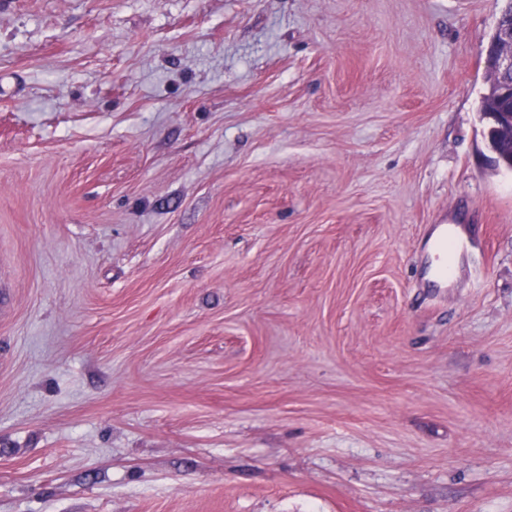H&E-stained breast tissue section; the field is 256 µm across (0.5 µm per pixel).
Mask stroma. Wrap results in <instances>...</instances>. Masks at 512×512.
Returning <instances> with one entry per match:
<instances>
[{
	"label": "stroma",
	"instance_id": "1",
	"mask_svg": "<svg viewBox=\"0 0 512 512\" xmlns=\"http://www.w3.org/2000/svg\"><path fill=\"white\" fill-rule=\"evenodd\" d=\"M503 5L0 0V512H512ZM499 24V38L504 47L497 51L494 55L488 54L490 43L486 49L487 63L490 64L492 70L502 77L495 75L489 71L487 77L488 89L485 94L481 97L480 101V112L485 116L486 112H496L497 118L500 121V136L501 144L500 148L511 151L512 154V83L509 89V94L504 96V92H498L500 96V111L497 112L495 93L498 86L503 84L508 86L509 82L512 81V11L511 14H501L498 20ZM510 75V76H508ZM508 76V77H505ZM495 83V84H494ZM491 85V87L489 86ZM489 91V93H488ZM462 240L459 227L456 224H440L432 235V249L436 256L437 265L434 269L435 278L442 284L448 281V268L443 266V259L448 252V248L454 246L457 248Z\"/></svg>",
	"mask_w": 512,
	"mask_h": 512
}]
</instances>
